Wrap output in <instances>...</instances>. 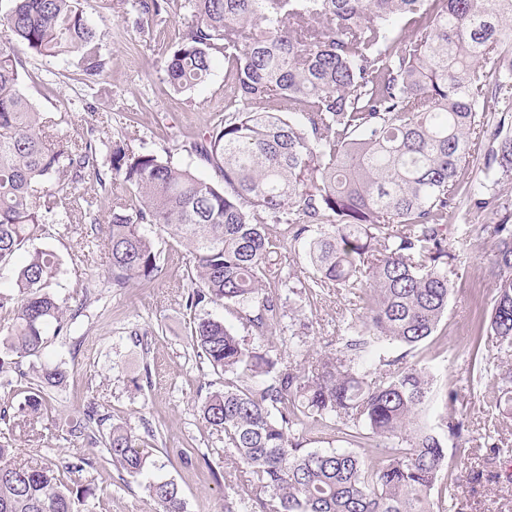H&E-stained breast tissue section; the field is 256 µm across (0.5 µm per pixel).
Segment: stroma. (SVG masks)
<instances>
[{
    "instance_id": "obj_1",
    "label": "stroma",
    "mask_w": 512,
    "mask_h": 512,
    "mask_svg": "<svg viewBox=\"0 0 512 512\" xmlns=\"http://www.w3.org/2000/svg\"><path fill=\"white\" fill-rule=\"evenodd\" d=\"M88 23L102 29L101 52L107 59L103 80L109 96L92 98L82 83L77 64L64 57L24 55L23 91L44 115L61 123L72 137L95 128L101 139L121 141L137 151L171 152L175 164L189 167L198 178L217 181L215 170L189 157L185 144L202 138L224 116L225 71L216 58L208 79L191 92L174 94L166 82V65L179 47L189 17L173 7L166 21L141 32L135 26V0H80ZM490 212L457 211L448 217V247L456 254L448 311L435 336L408 355V362L434 375L428 422L444 414L441 402L448 390L458 394L456 412L470 440L491 429L482 396L490 385L489 361L496 341L479 336L480 316L488 314L494 296L488 261L492 241L480 225L491 223ZM161 252L162 271L148 284L137 283L122 292L109 284L110 263L105 239L87 240L85 225L49 224L33 245L58 255L61 274L51 292L70 314V332L48 335L43 358L14 359L0 347V359L16 361L9 385L0 387V445L10 448L14 461L43 460L63 467L79 455L99 459L100 467L82 473L65 472L67 484L88 488L76 502L77 512H154L145 481L102 463L99 434L119 424L138 435L152 450L153 474L173 480L182 491L185 512H224L233 490L219 476L238 460L224 449V436L203 419L199 404L222 379L203 363L190 346L193 316L224 321L247 341L255 331L238 314L210 304L189 311L185 300L191 255L172 230L145 225ZM295 329L305 345L298 363L310 367L317 358L341 346L345 321L359 306L346 291L325 289L320 297L309 292L292 296ZM59 365L67 378L62 386L45 389L43 406L33 421V434L20 427L22 408L35 391L42 362ZM109 418L99 432L70 433L72 420L87 406ZM452 474H469L490 467L496 480L464 483L445 494L448 512H512V456L485 464L476 455L449 454Z\"/></svg>"
}]
</instances>
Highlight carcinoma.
I'll list each match as a JSON object with an SVG mask.
<instances>
[{"label":"carcinoma","instance_id":"obj_1","mask_svg":"<svg viewBox=\"0 0 512 512\" xmlns=\"http://www.w3.org/2000/svg\"><path fill=\"white\" fill-rule=\"evenodd\" d=\"M0 14V267L45 224H63L75 191L109 154L126 194L112 201L106 234L111 288L149 283L160 253L145 224L172 228L192 258L186 307L255 303L248 318L266 338L293 309L274 279L297 294L278 268L272 224H290L312 268L309 288L362 291L363 312L346 322L343 347L306 371L257 351L223 321L196 317L192 345L223 388L209 392L203 419L224 434L243 467L224 473L236 490L225 512H433L432 492L462 450L465 424L446 414L435 429L417 422L432 393L429 371L386 358L429 339L448 311L444 224L462 190L460 171L483 154L485 182L476 210L491 211L482 232L495 241V294L486 335L495 338L494 384L483 395L499 428L484 435L487 460L512 452L500 429L512 425V202L498 187L512 181V0H184L191 20L166 66L183 93L204 82L213 59L228 64L232 95L224 119L186 152L210 165L220 183L195 177L169 158L119 142L72 141L23 93L16 49L77 59L86 81L106 70L104 34L79 0H9ZM141 22H164L171 0H138ZM494 76L488 87L486 75ZM502 105L491 122L489 97ZM288 104L243 112L242 101ZM397 224L394 231L390 225ZM59 274L50 249H36L18 272V298L0 295V344L19 358L39 357L48 330H68L47 291ZM393 367L368 380L369 353ZM65 372L43 365L40 382L59 386ZM105 417L89 407L74 430ZM342 434L360 450L305 451L298 432ZM106 459L145 475L151 452L118 425L104 439ZM156 512H184L178 485L148 482ZM79 491L53 464H18L0 445V512H74Z\"/></svg>","mask_w":512,"mask_h":512}]
</instances>
